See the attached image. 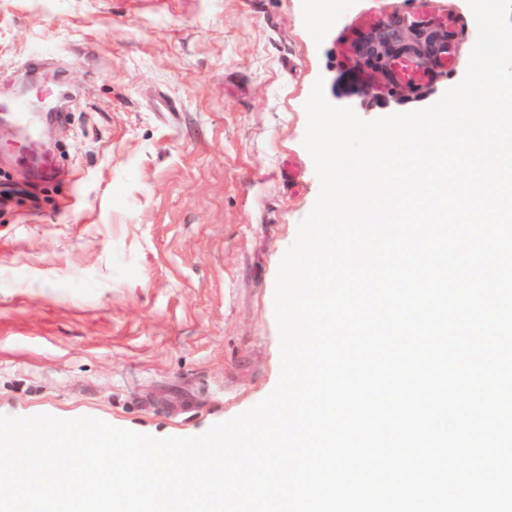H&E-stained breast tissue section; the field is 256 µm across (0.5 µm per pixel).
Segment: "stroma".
<instances>
[{"label": "stroma", "mask_w": 512, "mask_h": 512, "mask_svg": "<svg viewBox=\"0 0 512 512\" xmlns=\"http://www.w3.org/2000/svg\"><path fill=\"white\" fill-rule=\"evenodd\" d=\"M0 0V100L37 78L70 93L41 137L49 181L18 165L28 137L0 113V414L89 416L191 437L267 396L280 372L279 262L319 180L303 145L316 80L335 93L375 14L407 0ZM177 105L168 114L165 103Z\"/></svg>", "instance_id": "stroma-1"}]
</instances>
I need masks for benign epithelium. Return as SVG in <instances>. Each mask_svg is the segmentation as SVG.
<instances>
[{
  "mask_svg": "<svg viewBox=\"0 0 512 512\" xmlns=\"http://www.w3.org/2000/svg\"><path fill=\"white\" fill-rule=\"evenodd\" d=\"M447 25L437 22L423 26L405 18L380 22L363 33L355 50V66L359 76L350 81L338 79L345 94L362 98L378 99L386 95L409 97L417 88L409 85L392 91L387 79V67L398 55L406 54L416 59L421 67L435 72L437 57L447 49Z\"/></svg>",
  "mask_w": 512,
  "mask_h": 512,
  "instance_id": "7a95c632",
  "label": "benign epithelium"
}]
</instances>
